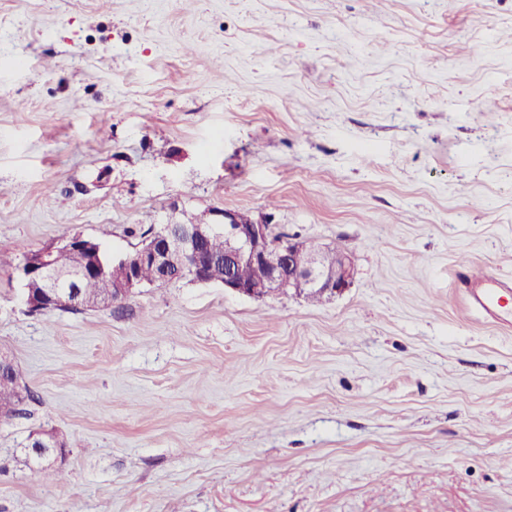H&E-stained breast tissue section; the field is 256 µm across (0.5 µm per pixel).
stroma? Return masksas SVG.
<instances>
[{
    "label": "stroma",
    "mask_w": 512,
    "mask_h": 512,
    "mask_svg": "<svg viewBox=\"0 0 512 512\" xmlns=\"http://www.w3.org/2000/svg\"><path fill=\"white\" fill-rule=\"evenodd\" d=\"M228 210L352 285L28 313L33 251ZM472 261L512 287V0H0V512H512ZM19 379L18 369L12 370L8 375L0 376V418L2 419L9 418L22 411L18 408L22 402L17 385Z\"/></svg>",
    "instance_id": "1"
}]
</instances>
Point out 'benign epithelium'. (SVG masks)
<instances>
[{
	"instance_id": "7a95c632",
	"label": "benign epithelium",
	"mask_w": 512,
	"mask_h": 512,
	"mask_svg": "<svg viewBox=\"0 0 512 512\" xmlns=\"http://www.w3.org/2000/svg\"><path fill=\"white\" fill-rule=\"evenodd\" d=\"M216 233L224 234V260L208 258L202 243ZM91 247V240L81 235L65 237L29 255L17 267L23 281L38 280L42 289L25 299L28 311L39 313L44 308L77 306L82 278L99 275L102 296L106 304L124 302L140 288L146 287L137 267L148 263L154 270L155 283L190 279L200 283H219L224 290L242 296L259 298L292 288L299 294L336 295L353 282L354 267L350 257L336 253V261L326 264L318 253L306 250L305 241L298 237L276 238L272 225L251 222L238 217L235 211H224L222 224H163L146 237L131 253L104 266L85 268L77 264L68 270L55 263L61 250L79 252ZM242 264L252 270L248 281L235 278L230 267ZM61 444L47 434L31 441L28 449L35 456L51 454Z\"/></svg>"
}]
</instances>
